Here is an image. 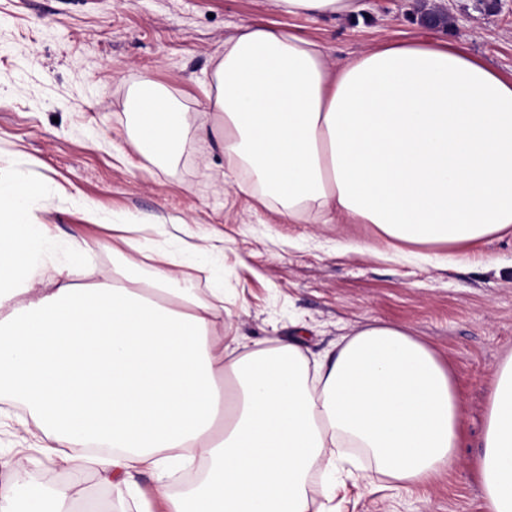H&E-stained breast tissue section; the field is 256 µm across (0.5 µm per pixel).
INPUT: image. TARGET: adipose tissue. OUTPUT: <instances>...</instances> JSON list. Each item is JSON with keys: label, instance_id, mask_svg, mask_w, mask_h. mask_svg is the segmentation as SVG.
<instances>
[{"label": "adipose tissue", "instance_id": "ef3b65f1", "mask_svg": "<svg viewBox=\"0 0 512 512\" xmlns=\"http://www.w3.org/2000/svg\"><path fill=\"white\" fill-rule=\"evenodd\" d=\"M291 17L353 18L361 0H272ZM192 130L151 76L132 98L131 136L169 165L209 141L223 177L266 198L283 224H373L386 239L456 248L512 233V79L460 42H397L345 63L295 31L251 22L225 39ZM33 184L0 187V391L39 422V460L122 476L120 512H153L132 469L201 462L164 512H329L353 480L407 490L453 466L461 395L434 351L403 325L356 328L310 361L299 340L240 348L207 341L224 291L199 298L171 268L142 278V234L200 249L183 221L121 224L111 271L71 262L43 280L47 235ZM474 466L482 512H512V357L498 367ZM322 491L308 492L312 470ZM70 485L31 486L15 462L0 512H76Z\"/></svg>", "mask_w": 512, "mask_h": 512}]
</instances>
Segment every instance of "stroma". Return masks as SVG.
<instances>
[{"mask_svg":"<svg viewBox=\"0 0 512 512\" xmlns=\"http://www.w3.org/2000/svg\"><path fill=\"white\" fill-rule=\"evenodd\" d=\"M360 21L297 20L271 0H0V182L38 186L34 211L50 227L58 264L79 237L85 265L111 270L119 230L86 220L78 199L116 221L181 218L223 233L221 251L186 263L178 243L152 239L173 254L201 297L224 284V335L252 344L302 337L321 359L356 327L398 323L424 340L462 396L459 462L412 492L346 484L335 512H481L472 461L485 423L494 370L512 356V235L463 249L393 244L372 224H281L261 198L218 184L220 153L197 145L176 165L145 159L130 137V102L150 72L188 112L209 123L205 87L224 41L239 25L265 22L323 43L346 60L367 46L398 41H462L475 57L512 78V0L450 5L452 24L428 30L422 0H362ZM42 432L10 395L0 396V484L11 464L35 454ZM33 485L69 483L76 498H118L87 469L36 464Z\"/></svg>","mask_w":512,"mask_h":512,"instance_id":"1","label":"stroma"}]
</instances>
